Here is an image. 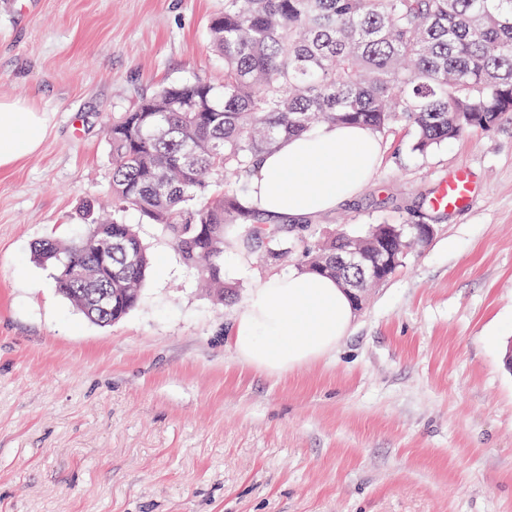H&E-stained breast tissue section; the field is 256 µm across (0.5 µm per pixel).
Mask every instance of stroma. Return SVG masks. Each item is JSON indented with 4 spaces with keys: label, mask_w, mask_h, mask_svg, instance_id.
Returning a JSON list of instances; mask_svg holds the SVG:
<instances>
[{
    "label": "stroma",
    "mask_w": 512,
    "mask_h": 512,
    "mask_svg": "<svg viewBox=\"0 0 512 512\" xmlns=\"http://www.w3.org/2000/svg\"><path fill=\"white\" fill-rule=\"evenodd\" d=\"M224 0H0V99L50 113L0 170V512H512V120L421 155L396 124L357 196L313 238L371 224L434 237L373 288L348 335L280 375L243 364L235 318L298 259L224 250V304L160 229L139 305L101 327L59 295L34 242L107 198L104 131L139 95L224 80ZM478 199L435 211L456 170Z\"/></svg>",
    "instance_id": "stroma-1"
}]
</instances>
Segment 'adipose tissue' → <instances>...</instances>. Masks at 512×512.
Returning a JSON list of instances; mask_svg holds the SVG:
<instances>
[{
    "label": "adipose tissue",
    "instance_id": "obj_1",
    "mask_svg": "<svg viewBox=\"0 0 512 512\" xmlns=\"http://www.w3.org/2000/svg\"><path fill=\"white\" fill-rule=\"evenodd\" d=\"M48 127L46 113L31 104L0 100V170L37 152ZM381 151L377 137L358 125H324L282 138L252 170L247 203L284 219L313 218L356 195ZM353 316L335 280L294 271L251 294L234 325V348L246 365L284 373L335 348Z\"/></svg>",
    "mask_w": 512,
    "mask_h": 512
}]
</instances>
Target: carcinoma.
<instances>
[{
    "instance_id": "carcinoma-1",
    "label": "carcinoma",
    "mask_w": 512,
    "mask_h": 512,
    "mask_svg": "<svg viewBox=\"0 0 512 512\" xmlns=\"http://www.w3.org/2000/svg\"><path fill=\"white\" fill-rule=\"evenodd\" d=\"M209 34L224 83L196 78L141 96L106 130L112 218L86 204L69 241L33 247L57 291L100 326L137 306L151 267L128 211L159 226L222 301L231 226H244L239 246L273 263L295 247L288 225L246 204L252 166L282 137L316 122L375 133L402 123L426 154L512 116V0H224ZM348 238L302 235L305 270L368 288L370 279L336 268V243ZM105 239L108 268L97 260ZM62 259L75 275L60 276Z\"/></svg>"
}]
</instances>
